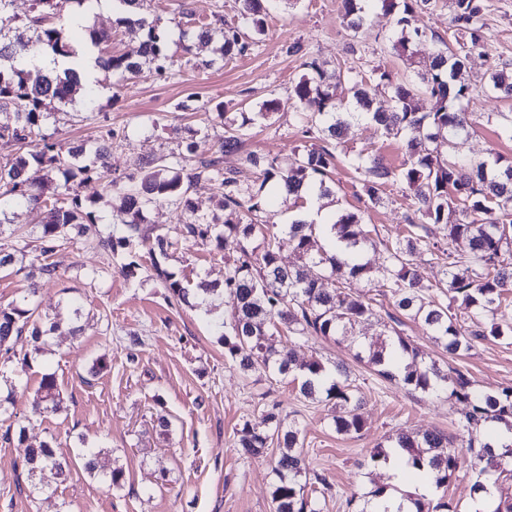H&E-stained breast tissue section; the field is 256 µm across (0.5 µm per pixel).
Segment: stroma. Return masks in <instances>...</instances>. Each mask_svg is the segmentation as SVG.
I'll list each match as a JSON object with an SVG mask.
<instances>
[{
    "mask_svg": "<svg viewBox=\"0 0 512 512\" xmlns=\"http://www.w3.org/2000/svg\"><path fill=\"white\" fill-rule=\"evenodd\" d=\"M176 2L147 0L144 7L147 18H161L170 26L169 52L180 66L174 78L159 80L148 66L123 82L108 71L96 75L97 96L111 104L108 123L122 134L112 144L113 172L135 174L149 157L183 151L193 129L207 139L199 158H219L227 169L243 168L249 152L291 157L305 143L295 121L293 87L310 77L309 61L331 69L353 67L367 78L381 67L405 79L431 61L440 41L451 43L462 36L453 24L452 0H437L433 9L415 16L416 26L434 31L437 38L416 42L415 56L408 62L384 40L395 26V14L371 8L367 25L355 35L342 23L341 0H298L294 5L276 0L258 46L228 59L212 55L209 47H195V27L217 14L236 19L238 0H189L193 15L180 24L175 21ZM481 4L488 48L472 51L463 73L471 88L465 110L472 129L455 148L438 146L439 152L454 150L473 164L498 154L512 158V100L487 88L492 69L512 63V0ZM119 17L116 9L107 15L93 10L79 35L109 30L113 54L138 59L143 34L129 31ZM295 42L302 44L303 55L289 54ZM272 98L277 110L258 116L260 105ZM83 100L76 95L66 113L44 126V133L65 147L98 140L102 128L87 120ZM219 104L232 117L256 113L246 128L244 150L219 153L217 141L224 131L209 122ZM337 152L341 159L330 175L334 193L320 199V208L331 218L342 211H362L374 240H394L413 213L404 186L388 185L385 203L365 208L359 199L362 176L347 160L360 152L376 153L397 168L407 159L403 142L384 138L376 125L362 122L351 127ZM77 191L90 203L97 222L78 236L76 245L53 255L56 277L34 285L24 274L0 272L2 306L30 293L43 314L63 312L70 301L80 309L78 335H52L26 373H15L9 364L0 367V394L12 398L0 414V512H271L275 475L270 455L239 457L234 441L243 421L263 425L273 403L279 406L283 424L301 428L311 468L334 487L323 512H351L346 500L352 492L389 482L384 467L368 469L362 462L373 448L388 446L399 431L462 434L465 403L397 386L379 377L367 362L356 361L353 349L334 341L287 337L298 360L316 356L330 368L344 365L360 389L365 429L354 436L337 434L330 405L304 399L297 382H277L261 371L242 372L225 357L222 323L229 304L208 311L168 299L146 262L134 275L122 273L126 252L108 254L96 246L97 234L121 228L111 193L96 178L81 183ZM42 218V212L23 206L0 207V247L36 240ZM146 219L178 241L170 272L193 281L223 282L224 258L235 255L234 241L216 253L180 238L175 214L162 199L147 208ZM404 334L440 368L468 372L480 391L512 387L511 337L475 340L467 354L452 359L419 323L406 322ZM102 356L109 361L107 370L92 374L93 363ZM46 373L57 378L61 409L56 413L36 403ZM160 416L168 418V431L157 427ZM21 429L25 440H5L6 432ZM44 441L73 467L63 483L44 472L43 490L35 493L24 457L27 447ZM85 448L108 450L112 466L124 472L121 487L84 470L80 452Z\"/></svg>",
    "mask_w": 512,
    "mask_h": 512,
    "instance_id": "stroma-1",
    "label": "stroma"
}]
</instances>
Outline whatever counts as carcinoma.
Returning a JSON list of instances; mask_svg holds the SVG:
<instances>
[{"label":"carcinoma","instance_id":"carcinoma-1","mask_svg":"<svg viewBox=\"0 0 512 512\" xmlns=\"http://www.w3.org/2000/svg\"><path fill=\"white\" fill-rule=\"evenodd\" d=\"M11 0H0V139L7 138L28 150L0 162V203L11 201L31 209H44L48 219L34 246L32 271L46 279L57 275L50 258L70 244L71 229L97 223L76 186L96 175L107 180L119 198L118 212L123 224L120 235L109 233L99 240V247L110 253L128 250L132 261L122 272L134 273L139 267L132 251L136 244L147 247V258L163 288L174 299L187 303L191 298L206 300L221 295L231 311L224 321L225 356L244 370L262 369L274 377L289 376L299 383V393L306 399H323L331 404L337 433L354 435L365 428L361 413L364 399L357 395L349 371L336 366L335 375H327L318 357L298 362L288 346L276 337L286 332L300 338H324L336 343L359 345L367 354L369 365L377 368L384 379L404 388L423 393L444 392L469 404L464 428L472 430L488 421L512 423V387L496 394L476 391L470 376L459 368L442 371L435 362H426L424 353L403 335L401 326L412 320L451 357L461 356L472 341L485 336H502V328L493 323L484 327L481 316L495 311L504 294L512 291V161L496 155L489 162L472 165L454 155L446 158L437 151V142L454 140L468 134V113L463 103L471 99L468 84L461 81L469 53L484 46L482 5L480 0H453V23L469 35L451 46L444 44L429 67L417 79L398 80L392 72L375 70L376 79L392 89L393 109L385 111L374 105L365 77L348 69L328 71L316 62L308 63L314 75L301 79L293 89L299 112L296 120L310 145L286 161L246 155L253 169L258 189L244 183L242 172L221 167L217 158L192 160L199 142L186 145V153L160 155L145 163L142 174L112 175L109 158L112 140L118 134L106 130V138L92 145L80 144L62 153L53 136L42 127L53 115L49 107L65 105L81 86L78 74L34 66L25 68L17 59L33 51L46 50L65 58L76 56L70 35L58 23L64 4L69 0H33L32 16L22 25L10 13ZM126 12L128 28L147 30L141 56L154 66L156 75L167 80L175 76L168 55L169 26L158 19L143 16L147 0H118ZM241 20L216 18V26L200 27L197 37L203 43L218 41L215 52L224 56L243 55L252 50L256 37L265 33L269 14L268 0H239ZM372 0H343L342 19L348 30L358 33L368 21ZM384 7L397 12V29L386 37L398 55L410 61L412 45L426 33L412 27L417 10L429 9L435 0H381ZM25 28L27 39L10 33ZM98 67L122 78L137 73L140 62L121 55L101 52ZM351 86L352 95L343 103L336 97L339 84ZM488 87L503 98L512 99V72L504 66L491 72ZM436 100L432 112L418 106L421 95ZM375 123L386 139L405 142L408 159L401 167H389L379 155L360 153L351 159L364 179L361 197L369 206L384 202L389 183L399 182L409 190L414 213L408 218L404 234L383 243L384 263L374 268L362 261L361 253L374 243L371 231L357 212L346 211L331 224L335 245L344 246L349 257L318 245L321 226L296 220L286 225L290 241L298 256L292 266H284L278 256V232L263 224L262 191L267 185H279L299 199L315 188L318 196L328 197L332 190L327 179L334 167L336 149L344 132L359 119ZM215 121L224 126L219 151H240L245 145L242 122L215 112ZM44 175L34 184L27 176L31 166ZM202 180L212 182L218 194V209L228 210L236 220H222L214 213H201L191 197V188ZM156 198L169 202L181 225V236L202 245L223 249L224 242L236 241L237 256L224 258V287L214 288L201 280L192 285L174 278L165 268L166 260L177 242L156 225L146 223L144 209ZM425 251L430 260L443 263V279L426 290L417 270L416 255ZM367 279L376 283L379 296L389 300L390 324L384 325L386 338L381 342L358 343L357 329L376 317L377 299L356 294L348 287L351 280ZM338 283L335 288L325 282ZM35 290L6 307L0 306V347L15 336L27 333L30 349L5 358L15 368L30 367L33 356L44 351L46 338L62 330L61 318L45 324L37 314L32 297ZM474 308L471 325L457 322L453 306ZM39 402L46 410H60V392L53 374L41 377ZM277 404L271 405L265 427L249 421L236 430L235 445L239 455L248 458L263 453L275 444L280 453L274 460L277 482L272 492V512H320V502L332 496V485L319 473L307 481L309 464L303 455L302 431L295 425L283 427ZM394 447L406 454L405 465L434 471L433 483L444 489L456 472L465 467L481 475L504 473L503 462L512 459V443L500 448L485 442L467 457L453 448V439L442 430L422 434L401 431ZM103 450L88 448L82 454L84 469L114 487L121 486L123 471L102 462ZM25 468L30 477L48 469L66 481L71 472L69 462L56 456L50 443L29 448ZM410 512H451L448 502L408 496Z\"/></svg>","mask_w":512,"mask_h":512}]
</instances>
